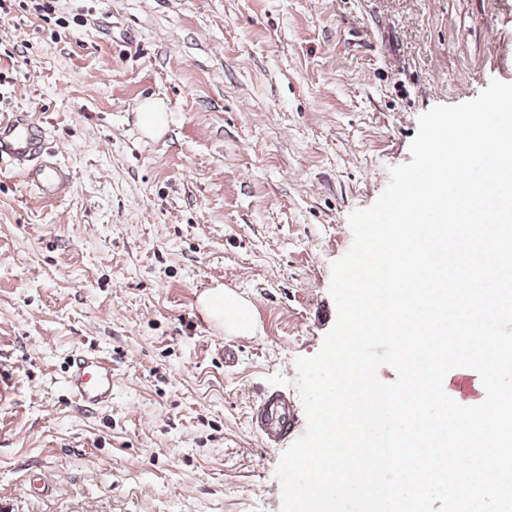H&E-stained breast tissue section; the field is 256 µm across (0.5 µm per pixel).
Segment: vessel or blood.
<instances>
[{
    "label": "vessel or blood",
    "instance_id": "obj_1",
    "mask_svg": "<svg viewBox=\"0 0 512 512\" xmlns=\"http://www.w3.org/2000/svg\"><path fill=\"white\" fill-rule=\"evenodd\" d=\"M21 164L29 188L47 198L67 195L69 173L58 164L49 147L44 129L27 116L0 117V167ZM114 370L111 356L77 353L66 368V389L78 409L91 412L112 401ZM250 425L266 441L285 440L295 428L294 411L286 394L273 393L260 398L250 414Z\"/></svg>",
    "mask_w": 512,
    "mask_h": 512
}]
</instances>
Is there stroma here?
I'll return each instance as SVG.
<instances>
[{"instance_id": "35a3bbf8", "label": "stroma", "mask_w": 512, "mask_h": 512, "mask_svg": "<svg viewBox=\"0 0 512 512\" xmlns=\"http://www.w3.org/2000/svg\"><path fill=\"white\" fill-rule=\"evenodd\" d=\"M494 79L512 0H10L0 116L41 123L72 187L0 170V512H281L285 446L251 409L286 393L305 432L295 361L336 322L350 213L421 114ZM210 288L250 304V335L201 313ZM90 349L115 381L84 413L64 377ZM138 122L144 134L156 136L167 127V113L158 101H147L139 107Z\"/></svg>"}]
</instances>
